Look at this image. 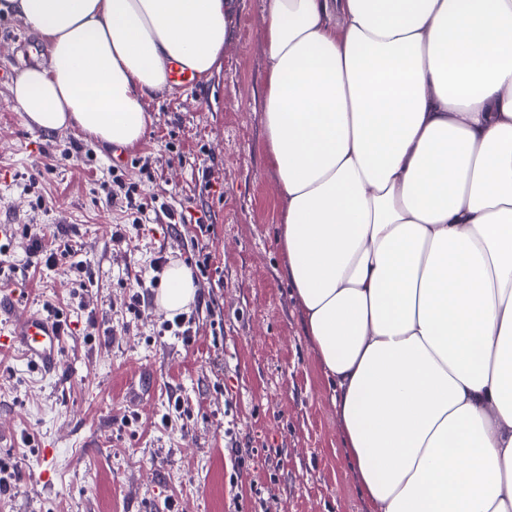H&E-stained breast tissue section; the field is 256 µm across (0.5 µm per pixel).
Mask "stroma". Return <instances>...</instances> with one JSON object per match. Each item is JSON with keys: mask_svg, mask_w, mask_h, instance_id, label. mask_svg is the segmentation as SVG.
<instances>
[{"mask_svg": "<svg viewBox=\"0 0 512 512\" xmlns=\"http://www.w3.org/2000/svg\"><path fill=\"white\" fill-rule=\"evenodd\" d=\"M264 11L265 0H238L219 71L155 96L145 142L123 150L28 127L10 87L46 56L24 53L31 32L0 13V221L13 226L0 247L26 305L54 307L65 326L55 374L0 352V463L12 473L0 512H369L282 274ZM66 150L71 160L44 172ZM110 172L137 186L150 223L132 227L109 201ZM32 225L71 240L85 269L31 267ZM160 256L200 286L181 328L140 285Z\"/></svg>", "mask_w": 512, "mask_h": 512, "instance_id": "obj_1", "label": "stroma"}]
</instances>
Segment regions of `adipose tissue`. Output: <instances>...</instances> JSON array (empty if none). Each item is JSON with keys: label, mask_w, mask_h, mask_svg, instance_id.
<instances>
[{"label": "adipose tissue", "mask_w": 512, "mask_h": 512, "mask_svg": "<svg viewBox=\"0 0 512 512\" xmlns=\"http://www.w3.org/2000/svg\"><path fill=\"white\" fill-rule=\"evenodd\" d=\"M237 0H0L29 127L128 148ZM284 273L371 512H512V0H266ZM172 261L160 312L195 304Z\"/></svg>", "instance_id": "1"}]
</instances>
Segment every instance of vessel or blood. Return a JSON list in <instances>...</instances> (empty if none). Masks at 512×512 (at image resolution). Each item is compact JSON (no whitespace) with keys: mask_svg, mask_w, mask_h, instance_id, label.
I'll list each match as a JSON object with an SVG mask.
<instances>
[{"mask_svg":"<svg viewBox=\"0 0 512 512\" xmlns=\"http://www.w3.org/2000/svg\"><path fill=\"white\" fill-rule=\"evenodd\" d=\"M10 320L0 329V349L8 348L46 374L55 373L61 352L64 330L59 320L17 303L9 286L0 287V314Z\"/></svg>","mask_w":512,"mask_h":512,"instance_id":"1","label":"vessel or blood"}]
</instances>
